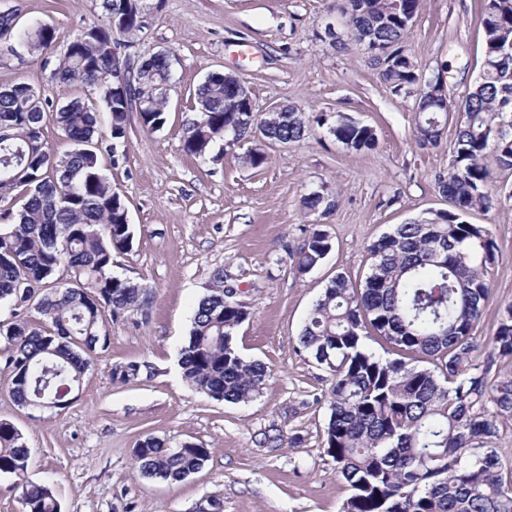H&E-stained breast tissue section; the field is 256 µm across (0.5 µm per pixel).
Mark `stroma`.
<instances>
[{"mask_svg":"<svg viewBox=\"0 0 512 512\" xmlns=\"http://www.w3.org/2000/svg\"><path fill=\"white\" fill-rule=\"evenodd\" d=\"M99 0H0L19 25L49 23L56 40L48 61L0 65V86L17 82L53 101L87 96L51 78V61L78 30L96 23ZM335 0H146L149 18L135 48L171 53L176 85L167 123L151 132L130 114L119 164L104 163L124 197L134 230L131 251L113 273L148 288L150 303L113 316L109 344L97 350L77 397L58 412L18 405L11 375L0 370V420L13 423L31 450L26 477L51 481L61 512H197L206 500L223 512H340L348 487L325 455L328 383L298 337L326 285L343 274L362 281L368 246L396 225L447 209L437 181L446 177L455 127L438 147L416 138V93L392 92L370 54L341 50L327 24L347 35ZM482 0H423L405 50L424 79L443 73L450 97L475 85L485 55ZM212 72L238 75L257 111L295 104L313 121L305 138L264 145L259 168L244 161L249 143L224 147L218 159L182 149V125L198 85ZM346 114L371 126L375 148L354 151L315 123ZM338 195L327 216L306 213L303 197ZM467 222L489 225L500 248L489 298L475 331L481 355L506 306L512 305V173L498 175L488 211ZM332 249L307 274L293 253L313 230ZM238 287L250 316L235 343L273 374L251 402L215 401L183 379L178 350L215 270ZM147 361L153 375L113 382L116 365ZM153 436L175 446L202 445L211 457L178 483L142 478L133 450Z\"/></svg>","mask_w":512,"mask_h":512,"instance_id":"obj_1","label":"stroma"}]
</instances>
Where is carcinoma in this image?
Listing matches in <instances>:
<instances>
[{"label":"carcinoma","instance_id":"1","mask_svg":"<svg viewBox=\"0 0 512 512\" xmlns=\"http://www.w3.org/2000/svg\"><path fill=\"white\" fill-rule=\"evenodd\" d=\"M421 2L336 5L352 43L378 47L374 61L395 93L421 82L403 46ZM100 8L99 22L75 35L52 72L61 84L90 89L96 100L54 106L24 82L0 88V201L16 190L25 198L17 212L0 209V307L8 311L0 320V368L10 371L19 405L37 402L46 411L72 400L90 353L109 342L107 318L148 304L146 288L112 271L114 255L132 249L134 231L102 157L119 163L133 101L148 106L139 113L142 126H164L161 89L175 83L173 62L167 51L145 50L119 74L112 43H134L145 27L143 0H100ZM480 25L487 52L473 90L459 104L424 92L417 107L422 147L440 144L441 119H456L453 160L437 182L450 209L399 224L370 244L363 282L332 279L299 335L301 349L330 381L324 447L350 490L342 512H512V473L504 475L495 448L500 427L512 425V373L492 371L474 342L499 247L486 225L462 220L490 208L495 173L512 172V130L496 135L512 115V52H496L512 43V0H483ZM3 42L20 59L39 58L52 48L55 31L39 21L19 28L16 11H0ZM47 113L71 143L62 157L45 140ZM308 128L306 112L295 105L256 123L224 94V74L211 73L195 91L183 150L202 157L228 140L290 144ZM329 132L355 151L376 146L372 127L339 113ZM302 204L325 214L337 201L312 192ZM331 248L326 233L313 231L296 251V271H311ZM62 269L68 279L60 286L54 276ZM29 290L38 291L36 323L27 319ZM248 317L247 306L227 300L224 274L216 273L179 350L184 379L214 400L250 402L271 377L236 348L235 333ZM375 336L395 358L367 348ZM491 344L512 358V305ZM407 355L424 366L405 361ZM151 372L146 361L129 362L112 369V381L134 383ZM133 455L141 476L173 483L199 472L210 452L148 436ZM30 457L23 433L0 421V475L21 479L22 512H59L52 485L24 480Z\"/></svg>","mask_w":512,"mask_h":512}]
</instances>
